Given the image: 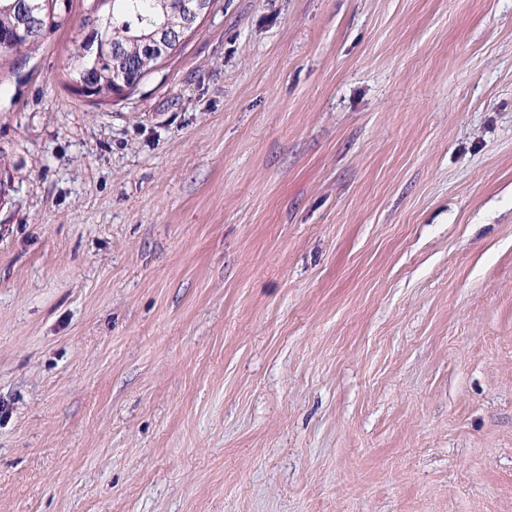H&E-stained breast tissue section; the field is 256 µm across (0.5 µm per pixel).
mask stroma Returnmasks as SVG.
Instances as JSON below:
<instances>
[{"instance_id": "35a3bbf8", "label": "stroma", "mask_w": 512, "mask_h": 512, "mask_svg": "<svg viewBox=\"0 0 512 512\" xmlns=\"http://www.w3.org/2000/svg\"><path fill=\"white\" fill-rule=\"evenodd\" d=\"M0 65V512H512V0H214L109 104Z\"/></svg>"}]
</instances>
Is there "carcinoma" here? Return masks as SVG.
Masks as SVG:
<instances>
[{
    "mask_svg": "<svg viewBox=\"0 0 512 512\" xmlns=\"http://www.w3.org/2000/svg\"><path fill=\"white\" fill-rule=\"evenodd\" d=\"M87 2L84 22L100 31L108 57V62L96 73L95 88L88 94L98 102L112 101L114 76H126L134 87L181 45L179 34L185 32V18L181 14L180 0ZM67 7L68 0H56L48 30L63 25ZM23 20L24 13L17 0H0V34L11 35L7 44L0 45V63L37 44L25 35L12 37L13 30L23 27Z\"/></svg>",
    "mask_w": 512,
    "mask_h": 512,
    "instance_id": "obj_1",
    "label": "carcinoma"
}]
</instances>
